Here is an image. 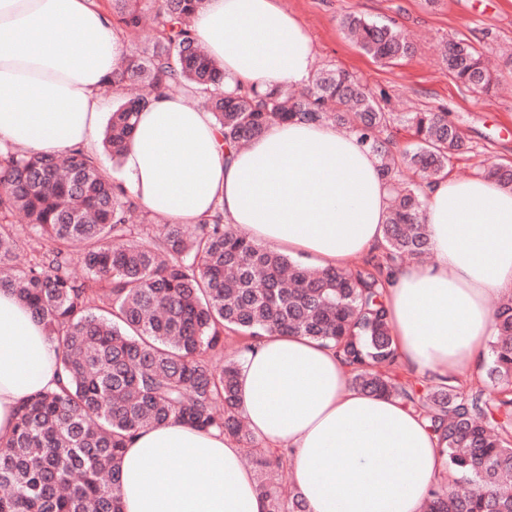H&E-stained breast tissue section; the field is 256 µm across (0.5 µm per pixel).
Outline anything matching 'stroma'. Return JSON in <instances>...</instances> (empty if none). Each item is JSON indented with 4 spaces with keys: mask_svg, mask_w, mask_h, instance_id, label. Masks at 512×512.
<instances>
[{
    "mask_svg": "<svg viewBox=\"0 0 512 512\" xmlns=\"http://www.w3.org/2000/svg\"><path fill=\"white\" fill-rule=\"evenodd\" d=\"M315 38L313 68L337 67L368 89L386 90L392 112L445 109L459 126L467 152L450 168L457 179L480 176L491 162L512 165V0H280ZM355 13L408 31L417 41L413 56L393 64L363 54L340 28ZM465 39L486 51L500 89L477 94L445 68V41Z\"/></svg>",
    "mask_w": 512,
    "mask_h": 512,
    "instance_id": "35a3bbf8",
    "label": "stroma"
}]
</instances>
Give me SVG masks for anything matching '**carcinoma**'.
<instances>
[{
    "mask_svg": "<svg viewBox=\"0 0 512 512\" xmlns=\"http://www.w3.org/2000/svg\"><path fill=\"white\" fill-rule=\"evenodd\" d=\"M202 3L104 0L132 48L113 75L121 94L103 152L120 161L135 115L161 95L190 88L230 147L273 123L334 124L359 135L391 187L381 255L356 269H313L224 223L218 209L191 227L156 225V215L83 149L62 159L1 150L0 289H12L57 338L65 380L23 402L11 437L0 442V512H123L119 461L128 439L171 418L239 442L267 512H307L282 455L260 446L244 423L239 360H225L220 370L205 360L228 333L252 342L292 334L330 345L349 368L352 388L418 412L448 473L423 512H512V297L493 311L483 383L466 392L453 375L435 384L401 375L383 300L395 266L431 250L424 188L463 153L460 128L442 110L395 114L385 90L370 91L336 68L299 89L226 94L223 69L192 29ZM340 25L378 62L415 53L394 26L353 14ZM443 61L466 88L493 89L474 43L448 41ZM484 175L512 186V165L494 164ZM17 215L35 239L52 241L18 275ZM76 262L82 281L72 274Z\"/></svg>",
    "mask_w": 512,
    "mask_h": 512,
    "instance_id": "1",
    "label": "carcinoma"
}]
</instances>
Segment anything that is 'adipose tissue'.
I'll list each match as a JSON object with an SVG mask.
<instances>
[{"instance_id":"adipose-tissue-1","label":"adipose tissue","mask_w":512,"mask_h":512,"mask_svg":"<svg viewBox=\"0 0 512 512\" xmlns=\"http://www.w3.org/2000/svg\"><path fill=\"white\" fill-rule=\"evenodd\" d=\"M193 28L224 88L301 87L315 43L279 0H204ZM127 53L98 0H0V147L93 150L102 99ZM379 160L335 125H270L225 155L190 92L139 113L123 186L176 224L215 210L258 243L324 269L383 242L390 190ZM434 260L395 268L385 288L399 361L437 382L479 376L493 332L491 293H512V188L435 180L425 211ZM57 343L12 290L0 289V441L21 403L55 389ZM335 350L273 334L240 359V410L253 436L283 452L308 512H420L445 460L415 410L352 389ZM124 512H266L238 442L172 419L137 431L121 459Z\"/></svg>"}]
</instances>
